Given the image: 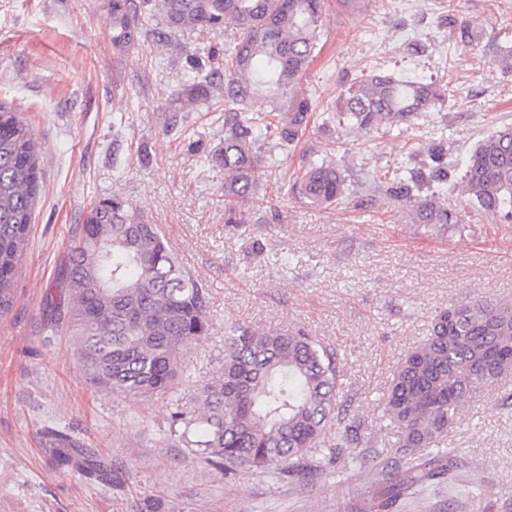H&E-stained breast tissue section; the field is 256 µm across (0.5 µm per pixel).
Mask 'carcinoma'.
Returning a JSON list of instances; mask_svg holds the SVG:
<instances>
[{
  "instance_id": "carcinoma-1",
  "label": "carcinoma",
  "mask_w": 512,
  "mask_h": 512,
  "mask_svg": "<svg viewBox=\"0 0 512 512\" xmlns=\"http://www.w3.org/2000/svg\"><path fill=\"white\" fill-rule=\"evenodd\" d=\"M112 0V48L126 56L151 37L165 45L179 32L225 34L224 51L190 54L193 74L167 107L175 130L187 114L224 96V142L208 152L224 171V223H244L240 205L256 197L259 142L285 146L308 129L312 103L296 87L316 57L324 0ZM449 86L404 80L378 72L353 83L335 101L342 122L371 133L418 118L448 100ZM286 104L270 115L255 105ZM44 149L10 104L0 102V316L15 302L18 264L29 243L41 190ZM450 178L444 138H434L428 161L395 174L378 188L412 203L415 224L445 228L459 223L457 210L423 194ZM345 190L333 162L311 161L294 193L315 206L331 205ZM461 193L487 215L512 220V125L495 131L470 154ZM47 298V326L78 337L81 359L93 382L112 393L147 398L173 389L185 376L182 349L208 335L213 319L206 288L182 266L156 224L146 222L122 198L98 200L77 225L74 243ZM512 375V303L476 298L451 304L434 316L429 337L397 363L382 399L383 418L396 428L395 453L405 467L382 472L376 499L387 512L405 493L453 479L448 447L463 403ZM342 369L336 349L297 328L260 332L233 324L225 336L220 370L196 385L171 415L169 430L201 459L234 472L241 466L302 473L308 450L340 455L360 444L361 423L337 410ZM343 426L336 442L332 423ZM52 452L98 480L107 470L54 432Z\"/></svg>"
}]
</instances>
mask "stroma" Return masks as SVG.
Here are the masks:
<instances>
[{"label": "stroma", "mask_w": 512, "mask_h": 512, "mask_svg": "<svg viewBox=\"0 0 512 512\" xmlns=\"http://www.w3.org/2000/svg\"><path fill=\"white\" fill-rule=\"evenodd\" d=\"M110 0H0V98L22 108L46 147L42 191L21 262L12 310L0 317V512H371L369 489L395 441L380 399L395 363L429 335L438 310L486 297L512 302V222L465 201V162L484 138L512 124V72L497 63L512 45V0H326L319 53L299 86L314 118L292 146L268 139L245 222L224 221V174L204 152L224 140V100L166 130V107L186 81L187 53L223 37L180 33L112 50ZM479 39L456 40L449 19ZM410 42L424 55L405 50ZM450 84L448 101L411 125L363 134L338 126L333 103L376 71ZM444 136L454 178L437 187L460 210L440 230L411 221L376 181L425 156ZM334 162L345 195L327 207L292 191L306 162ZM119 197L159 225L186 271L209 293L213 325L183 347L187 377L149 399L95 385L74 336L45 327L44 297L92 203ZM264 332L303 328L341 359V403L363 424L358 462L306 452V479L246 466L230 475L189 462L170 415L196 381L218 371L233 323ZM71 433L112 472L104 483L62 469L47 429ZM460 451L455 486L430 485L393 512H512V377L466 402L448 436ZM489 485L470 493L471 482Z\"/></svg>", "instance_id": "1"}]
</instances>
